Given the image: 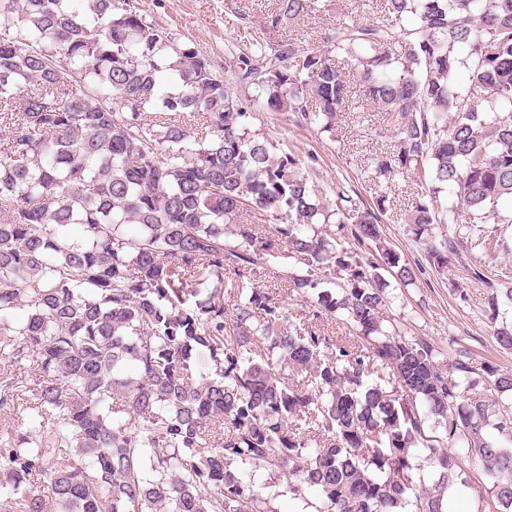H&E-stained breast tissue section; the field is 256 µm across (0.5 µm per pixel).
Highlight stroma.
<instances>
[{
  "instance_id": "35a3bbf8",
  "label": "stroma",
  "mask_w": 512,
  "mask_h": 512,
  "mask_svg": "<svg viewBox=\"0 0 512 512\" xmlns=\"http://www.w3.org/2000/svg\"><path fill=\"white\" fill-rule=\"evenodd\" d=\"M146 19L172 33L184 45L209 57L216 73H223L225 57L235 42L238 12L261 21L272 0H133ZM353 7L351 0H316L308 15L292 28V35L315 41L321 28L330 26ZM250 131L273 141H285L309 160L310 176L327 202H335L337 189H344L357 202L371 203L386 196L387 211L382 232L389 245L406 262L421 261L424 244L405 222L418 199L410 179L388 180L376 175L373 160L387 151L392 132L385 113L378 109L348 112L329 133L309 125L297 112L260 110L248 119ZM500 245L487 252L478 244L476 225L460 227L459 256L447 272L424 268L414 282L391 285L395 296L389 311L392 324L402 334L428 339L437 349L440 369L457 351H471L476 362L512 370V350L503 349L487 319L490 289L474 280L471 269L485 267L494 279L512 288V224L500 227ZM260 492L271 512H310L318 504L316 489L287 476H272L258 470Z\"/></svg>"
}]
</instances>
